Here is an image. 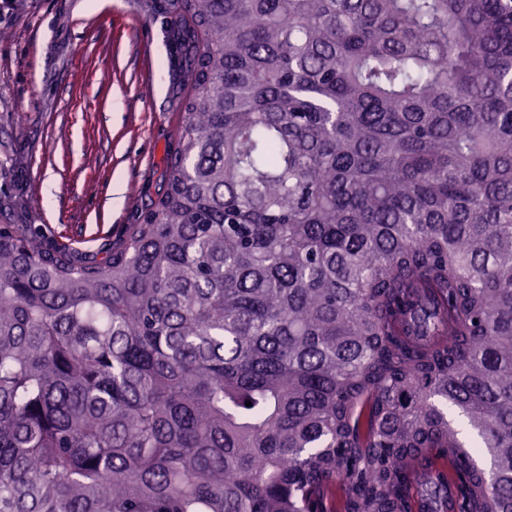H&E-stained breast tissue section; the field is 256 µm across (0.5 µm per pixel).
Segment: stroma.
<instances>
[{
  "label": "stroma",
  "mask_w": 512,
  "mask_h": 512,
  "mask_svg": "<svg viewBox=\"0 0 512 512\" xmlns=\"http://www.w3.org/2000/svg\"><path fill=\"white\" fill-rule=\"evenodd\" d=\"M172 19L155 0L0 8V224L92 254L141 222L179 141Z\"/></svg>",
  "instance_id": "obj_1"
}]
</instances>
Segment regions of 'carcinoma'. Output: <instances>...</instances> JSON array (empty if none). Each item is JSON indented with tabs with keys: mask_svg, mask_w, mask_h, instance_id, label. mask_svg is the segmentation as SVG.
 I'll use <instances>...</instances> for the list:
<instances>
[{
	"mask_svg": "<svg viewBox=\"0 0 512 512\" xmlns=\"http://www.w3.org/2000/svg\"><path fill=\"white\" fill-rule=\"evenodd\" d=\"M168 2L164 194L0 225V512H512V0Z\"/></svg>",
	"mask_w": 512,
	"mask_h": 512,
	"instance_id": "carcinoma-1",
	"label": "carcinoma"
}]
</instances>
